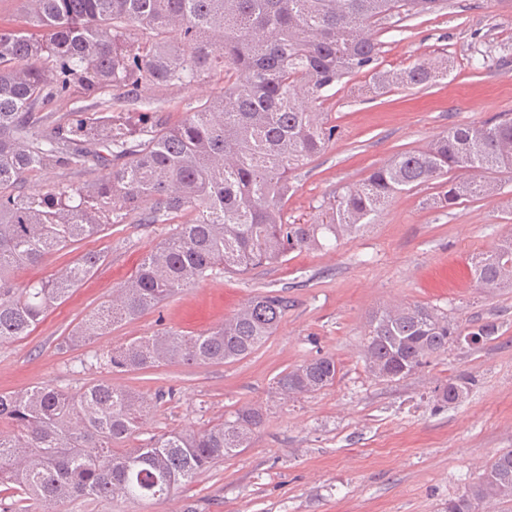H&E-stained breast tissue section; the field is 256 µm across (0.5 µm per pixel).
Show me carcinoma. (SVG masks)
I'll list each match as a JSON object with an SVG mask.
<instances>
[{"mask_svg": "<svg viewBox=\"0 0 512 512\" xmlns=\"http://www.w3.org/2000/svg\"><path fill=\"white\" fill-rule=\"evenodd\" d=\"M19 23L0 25V340L30 335L53 304L93 274L89 252L54 278L17 273L109 224H175L112 300L70 336L85 344L223 272L244 273L291 250L322 248L373 223L399 194L436 183L445 208L497 192L512 172V118L448 128L426 147L400 153L321 208L311 224L288 222L291 172L336 136L316 103L343 79L367 73L374 89L423 87L447 68L419 61L399 72L375 63L372 28L433 14L441 0H21ZM228 74L174 124L147 89ZM84 101L68 118L58 104ZM64 183L30 187L38 172ZM452 171L471 177L448 178ZM485 289L512 288V239L473 262ZM288 309L270 293L200 334L164 329L113 348L96 362L132 372L166 362L230 363L264 344ZM460 339L448 316L425 304L393 306L368 320L365 360L378 378H404ZM337 365L321 356L279 373L284 395L333 386ZM474 379L438 388L458 402ZM106 382L72 392L43 383L0 392V512H38L76 499L161 502L248 447L264 422L243 407L200 430L173 429L129 448L163 402ZM512 502V449L448 500V512Z\"/></svg>", "mask_w": 512, "mask_h": 512, "instance_id": "obj_1", "label": "carcinoma"}]
</instances>
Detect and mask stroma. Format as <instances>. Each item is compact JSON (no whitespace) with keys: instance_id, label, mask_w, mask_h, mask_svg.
<instances>
[{"instance_id":"stroma-1","label":"stroma","mask_w":512,"mask_h":512,"mask_svg":"<svg viewBox=\"0 0 512 512\" xmlns=\"http://www.w3.org/2000/svg\"><path fill=\"white\" fill-rule=\"evenodd\" d=\"M373 34L381 45L379 69L444 59L448 75L427 88L396 85L380 94L360 73L329 91L319 110L336 137L294 172L289 220L312 222L321 204L448 127L512 113V7L504 0H444L434 14L378 26ZM221 87L215 78L158 97L175 122ZM497 182L496 196L452 208L434 205L436 184L400 194L373 224L336 246L212 276L77 347L69 333L134 274L167 225L113 224L23 270L21 280H39L85 253L103 257L30 336L0 341V392L47 382L76 391L97 380L144 394L166 390L168 398L141 428L144 439L211 425L244 406L264 413L249 448L164 502L76 500L55 512H184L190 504L199 512H444L448 499L512 448V288L486 291L470 273L475 257L512 233V173L498 174ZM265 292L286 297L288 310L242 360L121 373L92 362L93 353L162 329L215 328ZM409 304L437 307L464 333L486 322L498 331L484 343L449 345L407 377H374L363 355L368 318ZM322 355L338 365L332 387L290 398L276 390L280 372ZM461 376L475 380L461 402L439 401L438 386Z\"/></svg>"}]
</instances>
